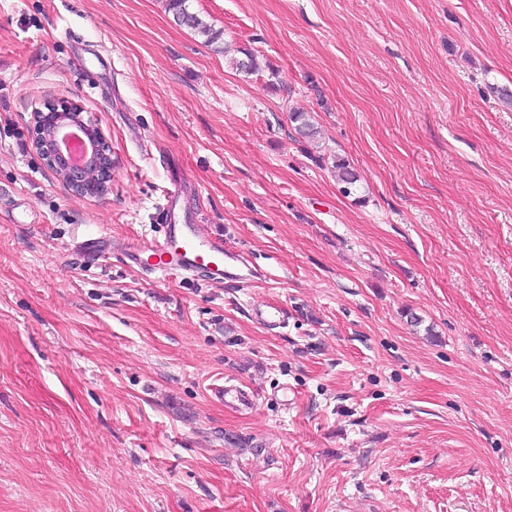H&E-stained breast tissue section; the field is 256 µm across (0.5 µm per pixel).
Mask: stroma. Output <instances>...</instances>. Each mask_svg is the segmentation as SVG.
<instances>
[{
  "label": "stroma",
  "mask_w": 512,
  "mask_h": 512,
  "mask_svg": "<svg viewBox=\"0 0 512 512\" xmlns=\"http://www.w3.org/2000/svg\"><path fill=\"white\" fill-rule=\"evenodd\" d=\"M193 7L224 51L166 0H0V512H512V0ZM70 100L98 197L32 145ZM180 175L257 279L78 268L162 240ZM193 0H167L168 11L172 13L174 19L180 26H184L195 34L204 38L206 46H215L214 50L223 51V35L222 30L215 29L214 26L207 23L199 13L192 8ZM47 112H34V138L33 143L48 167H51L69 187L79 195L92 196L87 193V164L83 167L70 166L66 158L58 152L55 135L63 124L62 117L73 118L89 128L91 149L89 162L94 160L98 165L99 181L108 186L112 181V149L104 139L100 129L90 119H85L78 104L66 105L48 102L45 104ZM94 130V132H93ZM92 165V166H93ZM332 167L336 172V178L344 185L342 192L344 194H352V191L356 189L357 182L360 181L359 175L348 161L339 157L334 158ZM252 316L263 326L280 328L286 320L287 313L280 305L260 304L253 308Z\"/></svg>",
  "instance_id": "1"
}]
</instances>
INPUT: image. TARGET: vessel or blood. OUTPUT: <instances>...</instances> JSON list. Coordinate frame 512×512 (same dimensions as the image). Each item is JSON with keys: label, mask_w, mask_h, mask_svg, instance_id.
<instances>
[{"label": "vessel or blood", "mask_w": 512, "mask_h": 512, "mask_svg": "<svg viewBox=\"0 0 512 512\" xmlns=\"http://www.w3.org/2000/svg\"><path fill=\"white\" fill-rule=\"evenodd\" d=\"M180 192V183H173L160 212L165 226L162 242L151 247L125 246L129 263L142 265L144 254L149 252L155 255L156 261L148 266V271L163 280L200 274L212 283H232L239 287L250 283L254 273L242 252L225 247L223 238L204 232L194 216L176 214L174 203ZM252 316L261 325L278 328L284 324L287 313L282 306L260 304L253 308Z\"/></svg>", "instance_id": "vessel-or-blood-1"}]
</instances>
